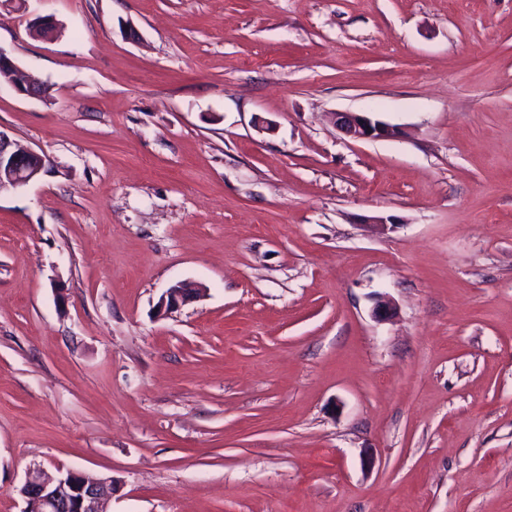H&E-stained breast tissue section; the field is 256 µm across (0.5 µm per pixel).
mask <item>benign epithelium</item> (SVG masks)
I'll use <instances>...</instances> for the list:
<instances>
[{
    "instance_id": "7a95c632",
    "label": "benign epithelium",
    "mask_w": 512,
    "mask_h": 512,
    "mask_svg": "<svg viewBox=\"0 0 512 512\" xmlns=\"http://www.w3.org/2000/svg\"><path fill=\"white\" fill-rule=\"evenodd\" d=\"M29 32L44 34L53 39L61 32L51 17L28 21ZM0 75L9 79L14 90L23 96L41 98L46 95L45 84L23 70L12 57L0 48ZM335 126L347 136L358 140L393 139L400 130L367 113L335 112ZM50 164L49 157L0 131V193L28 185L38 179ZM198 289L179 282L162 296L160 307L166 311L196 299ZM113 478L110 475L74 469H56L50 475L40 469L29 472L17 493L24 500V512H107L105 505L112 499Z\"/></svg>"
}]
</instances>
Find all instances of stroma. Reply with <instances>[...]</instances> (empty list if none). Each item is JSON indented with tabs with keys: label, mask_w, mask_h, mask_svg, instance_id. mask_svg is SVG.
I'll use <instances>...</instances> for the list:
<instances>
[{
	"label": "stroma",
	"mask_w": 512,
	"mask_h": 512,
	"mask_svg": "<svg viewBox=\"0 0 512 512\" xmlns=\"http://www.w3.org/2000/svg\"><path fill=\"white\" fill-rule=\"evenodd\" d=\"M0 48L51 160L0 194V512L37 466L110 512H512V0H0ZM0 75L7 77L14 90L23 96L41 98L46 95L45 84L32 74L23 70L12 57L0 48ZM333 120L344 134L358 140L393 139L401 134L397 127L374 119L368 113L333 112ZM198 288L189 283L179 282L171 286L162 296L160 301V309L166 311L179 308L198 297Z\"/></svg>",
	"instance_id": "obj_1"
}]
</instances>
